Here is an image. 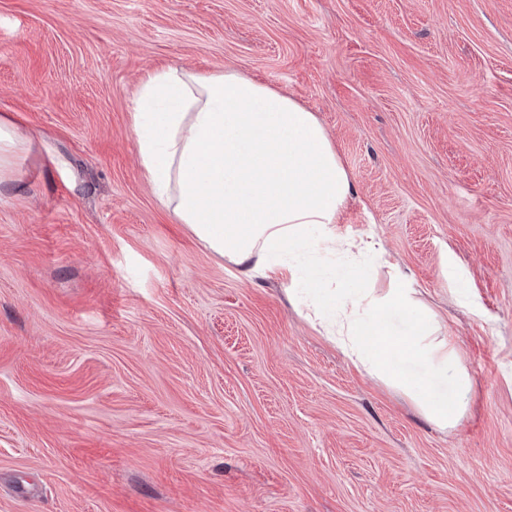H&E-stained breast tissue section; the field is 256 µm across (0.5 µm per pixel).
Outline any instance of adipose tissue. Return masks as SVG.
I'll return each mask as SVG.
<instances>
[{
	"mask_svg": "<svg viewBox=\"0 0 512 512\" xmlns=\"http://www.w3.org/2000/svg\"><path fill=\"white\" fill-rule=\"evenodd\" d=\"M134 130L154 198L208 249L247 275L308 286L297 306L321 335L368 376L401 389L432 423L457 427L472 381L453 338H438L435 314L413 278L389 270L384 293L369 288L384 249L375 237L344 233L349 175L315 114L279 89L229 69L197 73L162 68L146 75ZM345 254L337 270L313 260ZM409 316V334H393L390 313ZM418 360L430 376L452 375L455 393H428L403 369Z\"/></svg>",
	"mask_w": 512,
	"mask_h": 512,
	"instance_id": "adipose-tissue-1",
	"label": "adipose tissue"
}]
</instances>
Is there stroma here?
I'll use <instances>...</instances> for the list:
<instances>
[{"label": "stroma", "instance_id": "obj_1", "mask_svg": "<svg viewBox=\"0 0 512 512\" xmlns=\"http://www.w3.org/2000/svg\"><path fill=\"white\" fill-rule=\"evenodd\" d=\"M315 112L459 343V426L358 371L152 195V70ZM0 512H512V0H0ZM22 137L15 123L0 120V180L14 165L22 145Z\"/></svg>", "mask_w": 512, "mask_h": 512}]
</instances>
